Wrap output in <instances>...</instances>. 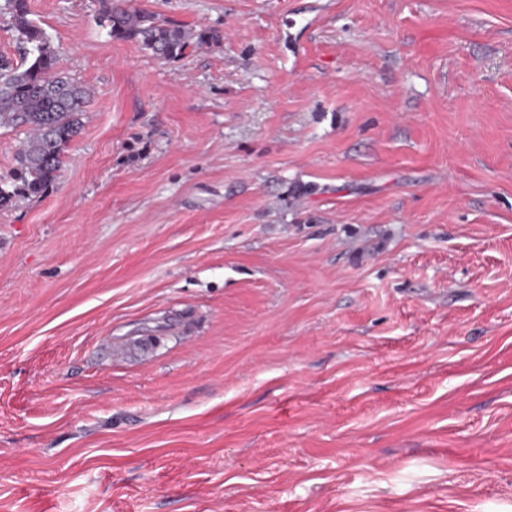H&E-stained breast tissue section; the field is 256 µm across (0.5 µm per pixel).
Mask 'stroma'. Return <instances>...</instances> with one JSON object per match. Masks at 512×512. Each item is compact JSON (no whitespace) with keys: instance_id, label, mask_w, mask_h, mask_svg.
Masks as SVG:
<instances>
[{"instance_id":"obj_1","label":"stroma","mask_w":512,"mask_h":512,"mask_svg":"<svg viewBox=\"0 0 512 512\" xmlns=\"http://www.w3.org/2000/svg\"><path fill=\"white\" fill-rule=\"evenodd\" d=\"M28 0L91 92L0 127V512H512V0ZM131 0L103 1L99 14L100 26L112 38L134 41L163 60L184 55L191 45L189 37L180 29L161 22L155 14L134 7Z\"/></svg>"}]
</instances>
